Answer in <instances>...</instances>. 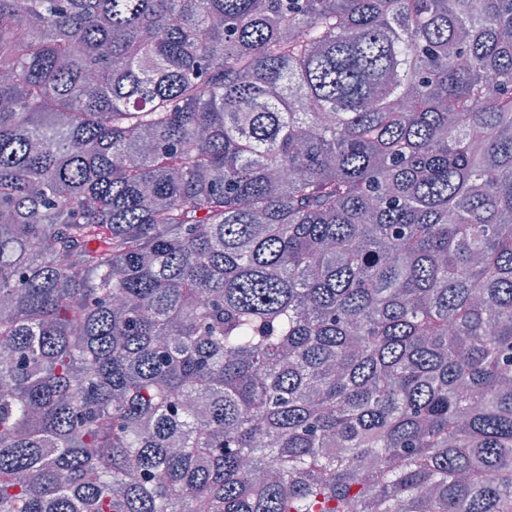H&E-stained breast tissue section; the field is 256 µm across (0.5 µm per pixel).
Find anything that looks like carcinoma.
Segmentation results:
<instances>
[{
  "label": "carcinoma",
  "instance_id": "carcinoma-1",
  "mask_svg": "<svg viewBox=\"0 0 512 512\" xmlns=\"http://www.w3.org/2000/svg\"><path fill=\"white\" fill-rule=\"evenodd\" d=\"M0 512H512V0H0Z\"/></svg>",
  "mask_w": 512,
  "mask_h": 512
}]
</instances>
